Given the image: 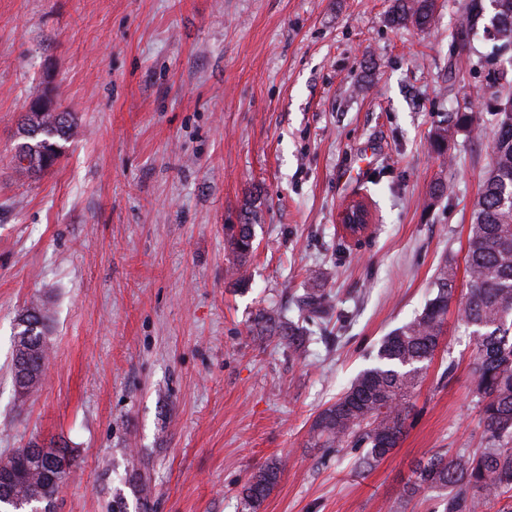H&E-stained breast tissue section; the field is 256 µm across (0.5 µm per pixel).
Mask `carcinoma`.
Returning <instances> with one entry per match:
<instances>
[{
    "instance_id": "carcinoma-1",
    "label": "carcinoma",
    "mask_w": 512,
    "mask_h": 512,
    "mask_svg": "<svg viewBox=\"0 0 512 512\" xmlns=\"http://www.w3.org/2000/svg\"><path fill=\"white\" fill-rule=\"evenodd\" d=\"M493 10L490 26L500 46L512 45V0H468L458 35L467 41L477 34L487 10ZM435 18V0H393L388 22L412 23L424 31ZM467 110L448 114V126L440 129L433 151H442L454 130L474 124ZM491 146V163L480 194L473 205L465 265L470 280L456 307L457 318L475 337L473 396L479 410L483 447L461 449L452 456L435 453L413 470L405 496L433 493L442 512H486L505 497L512 498V124L497 121ZM77 131L71 113L32 111L20 123L14 155L18 170L41 172L51 168ZM37 158L38 165H26ZM257 212L245 210L243 223L228 224L233 255L231 275L245 280L246 264L253 251L252 223ZM456 272L446 260L437 269L432 294L422 312L391 331L379 343L374 364L363 369L336 401L324 408L312 425L316 444L328 451L350 448L356 467H373L397 447L413 415L410 393L439 349L448 310L456 292ZM299 309L317 318L332 309V297L312 290L299 300ZM18 319L13 373H23L25 388L40 383L47 360L46 315L39 306ZM258 336H279L296 351L305 346L303 328L269 313L256 319ZM76 463L73 449L53 445L50 454L20 448L0 467L13 473L9 483L0 481V512H32L54 503L59 488ZM282 475L279 462L253 473L243 486L242 498L249 512L259 509Z\"/></svg>"
}]
</instances>
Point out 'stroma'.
Returning <instances> with one entry per match:
<instances>
[{
  "instance_id": "1",
  "label": "stroma",
  "mask_w": 512,
  "mask_h": 512,
  "mask_svg": "<svg viewBox=\"0 0 512 512\" xmlns=\"http://www.w3.org/2000/svg\"><path fill=\"white\" fill-rule=\"evenodd\" d=\"M466 4L436 0L420 31L389 23L392 0H0V460L67 440L55 512H109L116 495L127 512H246L244 483L275 460L259 512H432L428 493L403 498L413 469L482 445L456 318L375 467L310 429L422 311L443 260L467 288L497 118L490 44L453 37ZM43 96L79 135L27 174L19 123ZM464 106L479 127L435 153ZM358 198L373 222L353 238L339 213ZM249 204L257 249L236 286L224 227ZM313 287L348 321L299 318ZM33 302L46 377L20 396L14 332ZM264 309L298 319L303 352L252 335Z\"/></svg>"
}]
</instances>
